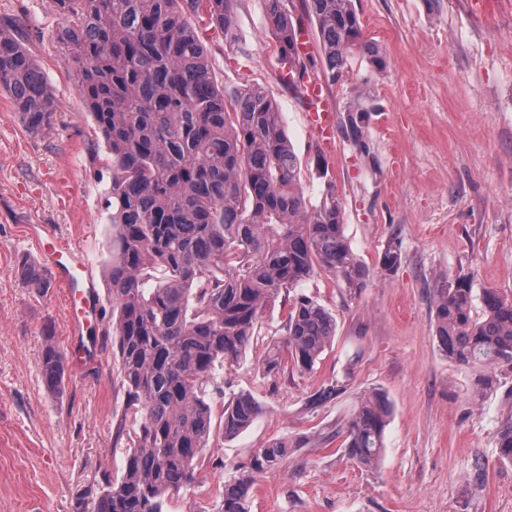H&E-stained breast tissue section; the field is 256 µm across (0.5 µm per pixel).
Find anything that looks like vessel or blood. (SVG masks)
<instances>
[{"instance_id":"vessel-or-blood-1","label":"vessel or blood","mask_w":512,"mask_h":512,"mask_svg":"<svg viewBox=\"0 0 512 512\" xmlns=\"http://www.w3.org/2000/svg\"><path fill=\"white\" fill-rule=\"evenodd\" d=\"M301 94L307 106V120L325 149L336 143V128L331 104L323 86L303 80ZM38 256L52 279L65 290L69 319L67 360L75 370H82L98 357L101 341L97 332L105 328L102 298L85 251L78 245L57 242L51 232L38 235Z\"/></svg>"}]
</instances>
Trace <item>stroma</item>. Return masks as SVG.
Masks as SVG:
<instances>
[{"mask_svg": "<svg viewBox=\"0 0 512 512\" xmlns=\"http://www.w3.org/2000/svg\"><path fill=\"white\" fill-rule=\"evenodd\" d=\"M365 36L386 57L384 71L353 58L327 93L335 106L369 94L378 107L368 138L374 163L344 138L322 152L299 92L285 90L282 64L261 0H239L237 43L209 34L216 79L225 90L258 86L275 101L301 164L306 199L318 202L325 154L343 211L344 234L370 271L353 295L318 271L294 288L336 319V339L308 374H262L266 347L282 335L286 310L267 308L245 358L221 372L225 394L251 393L263 412L225 437L223 400L213 403L210 446L169 512H219L224 486L257 448H289L258 474L249 512H512V463L501 462L496 430L512 415V367L480 392L473 370L448 359L436 339L433 292L469 275L475 291L512 296V0H354ZM0 17L38 64L55 100L49 127L31 133L0 91V512H77L103 474L119 477L130 428L118 361L104 349L84 372L68 371L48 390L44 334L65 344V292L29 288L18 267L38 265L29 229L53 228L86 247L99 290L112 226L104 208L110 172L105 148L74 65L56 39L64 19L53 0H0ZM398 244L401 264L383 275L380 257ZM339 382L342 392L311 410L306 399ZM383 390L391 404L376 467L349 460L342 432L362 394ZM486 462L475 476V459Z\"/></svg>", "mask_w": 512, "mask_h": 512, "instance_id": "obj_1", "label": "stroma"}]
</instances>
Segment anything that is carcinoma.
I'll return each mask as SVG.
<instances>
[{"label":"carcinoma","instance_id":"obj_1","mask_svg":"<svg viewBox=\"0 0 512 512\" xmlns=\"http://www.w3.org/2000/svg\"><path fill=\"white\" fill-rule=\"evenodd\" d=\"M65 17L56 38L72 56L74 84L108 151L111 182L105 205L112 224L108 264L112 331L126 407L138 417L128 436L119 478L99 488L95 512H166L169 496L192 479L212 430L210 395H224L218 367L245 356L261 314L285 297L284 337L267 348L269 375L315 369L336 337V320L308 296L288 292L330 273L351 294L369 273L343 231V213L328 163L318 156L325 190L312 204L301 167L273 98L259 87L224 96L212 74L199 21L208 19L237 41L238 0H53ZM317 29L320 53L296 50L298 29L285 0H262L282 63L298 79L336 82L355 56L382 71V48L365 38L353 0H300ZM0 19V90L26 127L51 124L53 94L14 34ZM360 96L343 103L339 129L359 155L371 157V113ZM401 264L400 248L383 252V274ZM38 291L50 288L43 269L21 265ZM483 316H472L474 301ZM436 336L453 362L476 371L512 365V297L495 288L474 294L463 275L434 289ZM41 369L48 389L63 385L67 361L54 337L44 339ZM343 389L326 384L308 396L316 409ZM262 414L249 393L224 403V436L248 429ZM391 408L386 394L363 397L344 431L354 463L372 466L384 448ZM499 459L512 462V416L497 429ZM288 457L274 439L224 486L220 512H248L255 476Z\"/></svg>","mask_w":512,"mask_h":512}]
</instances>
